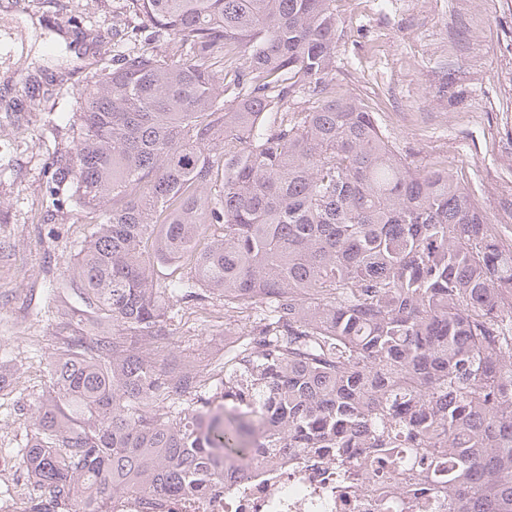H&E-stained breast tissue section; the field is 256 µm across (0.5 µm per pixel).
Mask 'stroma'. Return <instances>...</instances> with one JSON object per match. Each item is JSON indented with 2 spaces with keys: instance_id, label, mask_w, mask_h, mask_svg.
Masks as SVG:
<instances>
[{
  "instance_id": "obj_1",
  "label": "stroma",
  "mask_w": 512,
  "mask_h": 512,
  "mask_svg": "<svg viewBox=\"0 0 512 512\" xmlns=\"http://www.w3.org/2000/svg\"><path fill=\"white\" fill-rule=\"evenodd\" d=\"M334 74L361 97L398 154L445 166L512 244V0H336ZM130 0H0V448L21 447L50 381L48 353L75 325L67 269L90 220L75 210L57 160L73 146L79 90L136 48ZM159 365L194 359L224 374V348L245 334L224 299L174 303Z\"/></svg>"
}]
</instances>
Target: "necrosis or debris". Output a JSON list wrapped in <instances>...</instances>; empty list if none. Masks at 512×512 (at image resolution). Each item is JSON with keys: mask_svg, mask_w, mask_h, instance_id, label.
<instances>
[{"mask_svg": "<svg viewBox=\"0 0 512 512\" xmlns=\"http://www.w3.org/2000/svg\"><path fill=\"white\" fill-rule=\"evenodd\" d=\"M155 512H384L375 498L336 492V461L307 456L280 459L258 475L177 508L162 503Z\"/></svg>", "mask_w": 512, "mask_h": 512, "instance_id": "obj_1", "label": "necrosis or debris"}]
</instances>
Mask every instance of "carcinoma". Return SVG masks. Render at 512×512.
I'll list each match as a JSON object with an SVG mask.
<instances>
[{
    "label": "carcinoma",
    "instance_id": "obj_1",
    "mask_svg": "<svg viewBox=\"0 0 512 512\" xmlns=\"http://www.w3.org/2000/svg\"><path fill=\"white\" fill-rule=\"evenodd\" d=\"M333 2L134 0L148 47L86 81L58 163L99 213L71 276L102 327L46 357L25 512L204 495L321 448L386 512H512V245L336 82ZM183 259L156 287L147 261ZM211 292L250 322L224 377L158 367L170 301Z\"/></svg>",
    "mask_w": 512,
    "mask_h": 512
}]
</instances>
